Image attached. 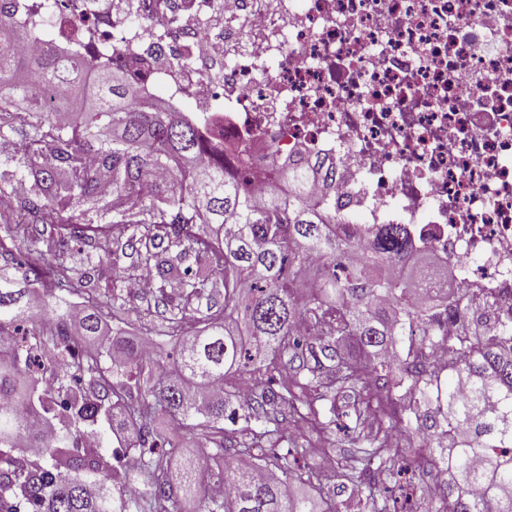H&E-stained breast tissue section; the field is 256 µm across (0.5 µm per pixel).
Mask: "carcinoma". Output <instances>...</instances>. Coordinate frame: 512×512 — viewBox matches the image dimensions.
I'll use <instances>...</instances> for the list:
<instances>
[{
	"mask_svg": "<svg viewBox=\"0 0 512 512\" xmlns=\"http://www.w3.org/2000/svg\"><path fill=\"white\" fill-rule=\"evenodd\" d=\"M12 15L11 0H0V140L15 132L16 102L29 112L24 149L0 152V512H177L190 498L203 512H339L328 477L293 472L286 456L224 463V418L263 421L251 435L268 441L281 433L282 408L298 411L301 398L272 390L233 407L237 380H265V361L285 350L302 358L305 390L323 386L327 360L332 386L411 399L373 416L425 442L433 468L448 473L424 512H512V323L448 335L463 296L422 291L444 276L421 262L431 250L415 248L404 225H383L351 261L358 241L329 205L308 201L314 168H276V185L255 200L224 168L221 142L203 137L205 115L136 97L111 61L79 60L68 46L82 37L80 21L22 56L33 30ZM23 69L27 84L15 80ZM58 84L77 110L58 109ZM35 224L56 229L36 233ZM123 236L168 306L162 335L180 340L171 366L139 341L104 338L95 313L71 322L62 295L54 319L33 306L32 285L47 276L98 304L86 277L70 275L72 262L118 279ZM189 258L195 267H182ZM216 296L221 321L193 306ZM436 347L447 349L443 364L430 356ZM163 414L204 448L174 478L163 468L176 448L156 424ZM105 426L136 440L109 454ZM365 441L361 453L379 458V473L415 472L400 448ZM341 477L359 494L373 484L354 466ZM292 480L317 495L292 492ZM140 483L145 494L127 493Z\"/></svg>",
	"mask_w": 512,
	"mask_h": 512,
	"instance_id": "obj_1",
	"label": "carcinoma"
}]
</instances>
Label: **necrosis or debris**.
Masks as SVG:
<instances>
[{
  "mask_svg": "<svg viewBox=\"0 0 512 512\" xmlns=\"http://www.w3.org/2000/svg\"><path fill=\"white\" fill-rule=\"evenodd\" d=\"M84 22L88 60L192 102L254 189L318 164L310 202L447 260L468 314L512 322V0H16Z\"/></svg>",
  "mask_w": 512,
  "mask_h": 512,
  "instance_id": "4bbe7bcc",
  "label": "necrosis or debris"
}]
</instances>
